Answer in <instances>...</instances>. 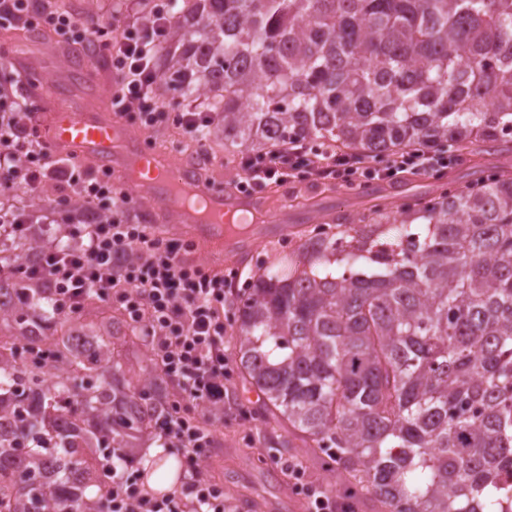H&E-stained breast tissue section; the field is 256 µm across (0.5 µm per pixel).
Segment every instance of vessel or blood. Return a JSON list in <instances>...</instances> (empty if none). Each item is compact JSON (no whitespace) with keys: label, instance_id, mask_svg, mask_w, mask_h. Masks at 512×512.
<instances>
[{"label":"vessel or blood","instance_id":"vessel-or-blood-1","mask_svg":"<svg viewBox=\"0 0 512 512\" xmlns=\"http://www.w3.org/2000/svg\"><path fill=\"white\" fill-rule=\"evenodd\" d=\"M48 122L58 153L113 170L122 193L159 203V222H167L175 214L176 199L184 189H192L196 197L205 199L209 204L205 220L193 223L184 216L180 219L181 228L184 236L207 250L216 264L239 258L252 249V242L228 241L224 218L239 212H256L262 205L260 199L231 188L211 186L199 166L175 167L162 162L160 153L145 148L109 109L83 107L63 98Z\"/></svg>","mask_w":512,"mask_h":512}]
</instances>
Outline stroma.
Segmentation results:
<instances>
[{"mask_svg": "<svg viewBox=\"0 0 512 512\" xmlns=\"http://www.w3.org/2000/svg\"><path fill=\"white\" fill-rule=\"evenodd\" d=\"M44 30L39 20H32L24 28L0 26V77L13 78L15 95H24L25 89L16 75L13 62L16 48H23L27 64L41 76L59 87L67 88L79 82L78 65L70 64L59 51L60 38L44 43ZM147 148H161L175 156L177 162H199L201 155H208L206 177L215 185L229 187L241 178L235 158L226 154L224 143L208 140L204 151L188 150L182 131L171 124L142 133ZM512 167V152L488 156L480 147L466 150L463 158L441 179L409 178L389 188L372 185L368 194H357L333 187L296 189L275 188L265 198V212L254 218V225L268 223L280 214H287L288 221L296 225V232L260 240L253 251L241 260L227 262L224 272L238 271L242 282H250L252 274L282 258L283 255H300L312 228L325 222L336 212L357 217L367 213L373 198L380 197L398 209L413 204L417 199L437 194L442 188L454 187L471 179L477 168L494 173L497 167ZM84 319L102 322L112 319L122 324L123 337L116 344L124 361L148 372H156L157 366L143 336L130 325L124 324L119 306H108L93 300L85 304ZM202 424L212 429L215 445L202 461L210 477L220 480L229 495L234 512H305L302 496L290 488L285 461H299L312 482L325 486L334 495L348 493L349 487L335 467L322 464L303 443H296L291 451L279 450L270 439L269 429L260 412V402L252 389L243 386L239 372H232L226 382L224 420L216 422L208 412H200Z\"/></svg>", "mask_w": 512, "mask_h": 512, "instance_id": "1", "label": "stroma"}]
</instances>
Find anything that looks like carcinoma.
<instances>
[{
    "instance_id": "obj_1",
    "label": "carcinoma",
    "mask_w": 512,
    "mask_h": 512,
    "mask_svg": "<svg viewBox=\"0 0 512 512\" xmlns=\"http://www.w3.org/2000/svg\"><path fill=\"white\" fill-rule=\"evenodd\" d=\"M157 68L163 92L204 97L229 153L289 135L371 157L512 142V0H176ZM354 222L256 275L243 382L288 427L280 447L334 451L357 508L512 512V173ZM8 239L0 512H101L106 463L167 411L168 385L114 352L117 323L55 313L20 274L36 244Z\"/></svg>"
}]
</instances>
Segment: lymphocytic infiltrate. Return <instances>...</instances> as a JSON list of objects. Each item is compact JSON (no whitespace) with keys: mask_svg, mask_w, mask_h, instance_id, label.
I'll list each match as a JSON object with an SVG mask.
<instances>
[{"mask_svg":"<svg viewBox=\"0 0 512 512\" xmlns=\"http://www.w3.org/2000/svg\"><path fill=\"white\" fill-rule=\"evenodd\" d=\"M173 7L174 0H161L146 21L137 23L113 19L82 27L52 13L43 14L42 22L69 42L92 43L110 54L118 77L113 112L142 129L180 125L200 144L213 113L196 102L169 112L156 95V62L166 44ZM115 29L120 32L116 38L111 35ZM455 161L444 148L378 160L292 137L277 149L240 155L237 166L243 174L240 190L259 193L272 183L352 189L407 177L440 178ZM49 181L61 194L47 223L60 224V217L70 212L68 189L79 190L82 209L76 221L61 224L66 245L39 247L28 279L50 290L62 315L77 313L91 295L119 303L145 336L163 375L180 389L156 431L183 455L188 481L180 489L152 493L130 481L121 461H113L112 494L103 504L104 512H231L223 485L202 471V454L212 447L214 435L200 424L196 412L224 409V382L231 373L224 336L232 320L227 307L238 273L224 276L190 263L182 256L185 244L155 236L149 225L132 223L127 216L131 199L106 177L71 162H53L31 106L15 102L11 111L0 114V195H34Z\"/></svg>","mask_w":512,"mask_h":512,"instance_id":"lymphocytic-infiltrate-1","label":"lymphocytic infiltrate"}]
</instances>
